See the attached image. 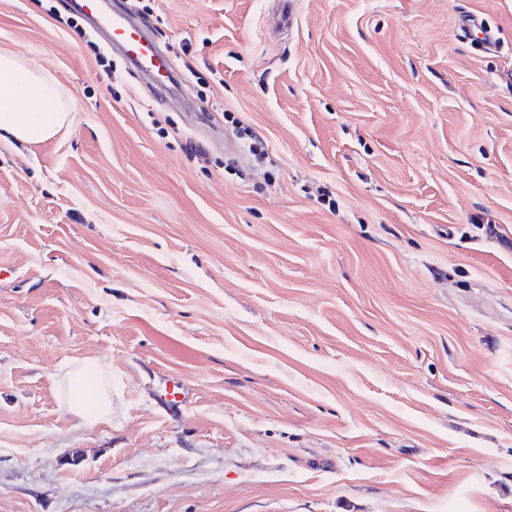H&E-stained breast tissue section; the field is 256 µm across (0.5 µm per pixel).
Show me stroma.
<instances>
[{"instance_id": "stroma-1", "label": "stroma", "mask_w": 512, "mask_h": 512, "mask_svg": "<svg viewBox=\"0 0 512 512\" xmlns=\"http://www.w3.org/2000/svg\"><path fill=\"white\" fill-rule=\"evenodd\" d=\"M68 3L0 0L77 105L0 145V512H512V0H123L172 100ZM66 407L72 415L86 423H104L112 417L110 393L104 386L85 390L73 385Z\"/></svg>"}]
</instances>
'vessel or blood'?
I'll return each mask as SVG.
<instances>
[{
    "mask_svg": "<svg viewBox=\"0 0 512 512\" xmlns=\"http://www.w3.org/2000/svg\"><path fill=\"white\" fill-rule=\"evenodd\" d=\"M71 9L77 14L98 21L105 27L114 46L119 47L126 59L134 66L162 78L163 91L172 94L177 87L169 83L171 64L144 34V32L129 23L124 18V8L121 0H114L111 16L100 13V0H70Z\"/></svg>",
    "mask_w": 512,
    "mask_h": 512,
    "instance_id": "vessel-or-blood-1",
    "label": "vessel or blood"
}]
</instances>
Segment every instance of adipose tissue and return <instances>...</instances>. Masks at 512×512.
<instances>
[{
	"instance_id": "obj_1",
	"label": "adipose tissue",
	"mask_w": 512,
	"mask_h": 512,
	"mask_svg": "<svg viewBox=\"0 0 512 512\" xmlns=\"http://www.w3.org/2000/svg\"><path fill=\"white\" fill-rule=\"evenodd\" d=\"M75 110V102L51 75L24 57L0 49V141L52 139L70 124ZM95 367V360L83 358L62 368L64 378L75 385L66 407L86 423H104L112 417V401L105 387L87 390L78 385Z\"/></svg>"
}]
</instances>
